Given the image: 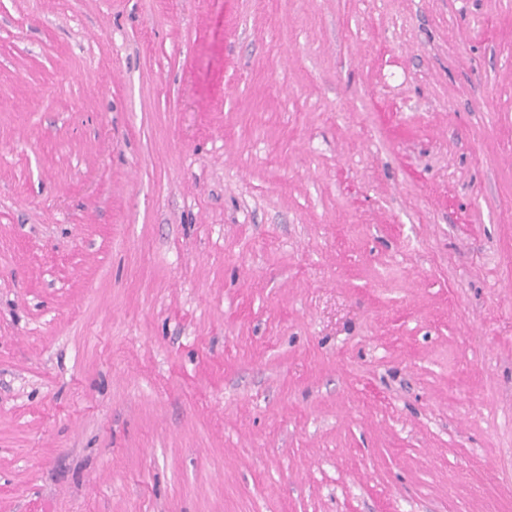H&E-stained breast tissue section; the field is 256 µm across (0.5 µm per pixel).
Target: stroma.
<instances>
[{
  "instance_id": "obj_1",
  "label": "stroma",
  "mask_w": 512,
  "mask_h": 512,
  "mask_svg": "<svg viewBox=\"0 0 512 512\" xmlns=\"http://www.w3.org/2000/svg\"><path fill=\"white\" fill-rule=\"evenodd\" d=\"M0 512H512V0H0Z\"/></svg>"
}]
</instances>
